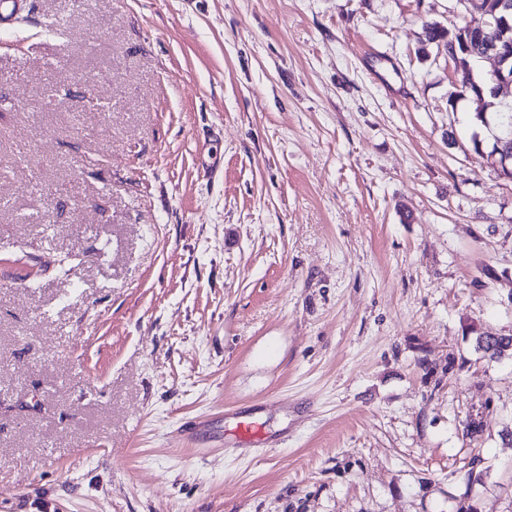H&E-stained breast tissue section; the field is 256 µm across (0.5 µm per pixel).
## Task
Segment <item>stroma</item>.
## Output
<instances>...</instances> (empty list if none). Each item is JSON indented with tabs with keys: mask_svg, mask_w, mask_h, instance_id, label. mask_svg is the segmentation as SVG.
I'll use <instances>...</instances> for the list:
<instances>
[{
	"mask_svg": "<svg viewBox=\"0 0 512 512\" xmlns=\"http://www.w3.org/2000/svg\"><path fill=\"white\" fill-rule=\"evenodd\" d=\"M463 12L0 22V512H512V180L448 103L493 63L422 41ZM477 346L490 359H499L509 350L512 354V336H478Z\"/></svg>",
	"mask_w": 512,
	"mask_h": 512,
	"instance_id": "1",
	"label": "stroma"
}]
</instances>
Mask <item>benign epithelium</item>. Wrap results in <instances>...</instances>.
I'll return each mask as SVG.
<instances>
[{"mask_svg": "<svg viewBox=\"0 0 512 512\" xmlns=\"http://www.w3.org/2000/svg\"><path fill=\"white\" fill-rule=\"evenodd\" d=\"M490 3L491 13L496 15V23L490 33H485V28L490 23L483 15H473L469 19V26L484 36V57L494 61L491 77L492 92L495 93L500 88L512 86V42L506 39V35L512 30V0H490Z\"/></svg>", "mask_w": 512, "mask_h": 512, "instance_id": "benign-epithelium-1", "label": "benign epithelium"}]
</instances>
